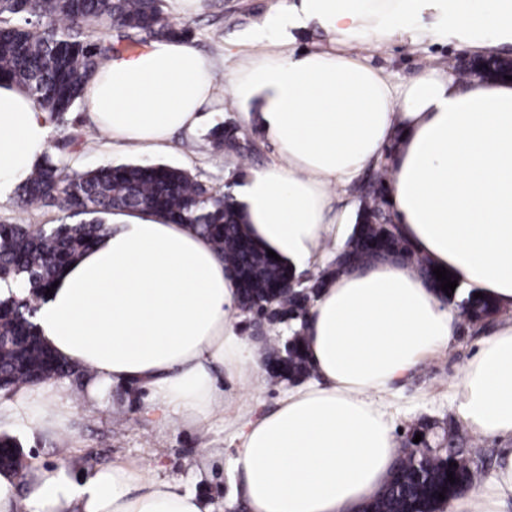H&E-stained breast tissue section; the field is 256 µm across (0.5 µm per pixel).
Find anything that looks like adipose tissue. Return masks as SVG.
I'll return each mask as SVG.
<instances>
[{
  "label": "adipose tissue",
  "mask_w": 512,
  "mask_h": 512,
  "mask_svg": "<svg viewBox=\"0 0 512 512\" xmlns=\"http://www.w3.org/2000/svg\"><path fill=\"white\" fill-rule=\"evenodd\" d=\"M326 49L295 53L309 23ZM279 52L253 57L227 86L282 161L241 188L248 233L294 271L326 256L342 216L331 194L353 183L390 139L398 146L386 183L391 217L434 266L512 310V80L471 78L431 65L399 84L357 45L396 38L450 42L479 54L512 47V0H284L258 30ZM213 74L180 39L157 40L135 58L114 57L86 89L90 121L112 139L155 148L197 123ZM48 115L21 89L0 83V199L50 148ZM35 322L46 346L88 371V395L139 383L163 419L224 420L212 374L242 388L255 381V352L238 335L239 288L210 240L184 224L124 217L57 276ZM454 315L411 268L380 263L320 289L306 327L312 382L243 424L229 469L249 512H363L395 462L384 400L426 356L449 344ZM475 434L512 438V318L482 340L449 385ZM23 427L69 430L71 392L48 380L8 403ZM512 498V448L477 499L448 512H501ZM17 478L0 471V512H15ZM27 512H214L185 481L151 475L123 459L77 481L60 467L33 470Z\"/></svg>",
  "instance_id": "obj_1"
}]
</instances>
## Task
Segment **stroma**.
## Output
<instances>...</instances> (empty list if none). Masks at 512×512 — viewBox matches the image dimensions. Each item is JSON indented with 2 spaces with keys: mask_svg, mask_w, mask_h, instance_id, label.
I'll return each instance as SVG.
<instances>
[{
  "mask_svg": "<svg viewBox=\"0 0 512 512\" xmlns=\"http://www.w3.org/2000/svg\"><path fill=\"white\" fill-rule=\"evenodd\" d=\"M281 0H164L169 19L187 25L190 44L210 66L215 80L214 98L205 105L193 128L174 133L161 147L144 151L112 140L93 127L85 107L74 118L54 127V154L64 155L70 168L84 172L102 164L161 163L188 171L198 180L221 191H237L242 178L236 170L253 172L275 161L278 150L259 131L247 113L224 93V84L233 71L251 57L274 51V44H258L251 32L262 26ZM369 63L385 70L399 83L412 80L421 68L436 63H452L468 52L451 43L427 42L419 46L396 39L367 49ZM239 126L248 135L251 155L239 158L212 149L206 136L218 123ZM480 334L457 331L452 345L439 349L396 384L394 427L406 430L425 422L433 433L432 445L443 442L449 424L458 422L457 410L448 396L449 382L458 376L478 347ZM258 390L251 393L231 381L221 382L225 426L200 425L186 421L159 423L148 416L149 392L118 387L104 405L79 400L75 403L68 434L47 428L27 429L11 418L8 395L0 392V434L14 436L27 467L52 469L67 467L74 479H82L93 469L111 465L118 459H133L150 465L154 475L184 479L190 488L204 493L216 512H248L241 495L235 494L228 461L238 442L232 423L235 415L257 418L274 411L286 391L283 384L269 380L258 370ZM454 447L463 449L474 464L492 473L501 448H512V439L481 437L469 431L455 436Z\"/></svg>",
  "mask_w": 512,
  "mask_h": 512,
  "instance_id": "obj_1",
  "label": "stroma"
}]
</instances>
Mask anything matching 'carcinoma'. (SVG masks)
<instances>
[{
  "label": "carcinoma",
  "mask_w": 512,
  "mask_h": 512,
  "mask_svg": "<svg viewBox=\"0 0 512 512\" xmlns=\"http://www.w3.org/2000/svg\"><path fill=\"white\" fill-rule=\"evenodd\" d=\"M144 43L182 38L188 30L169 21L161 0H0V81L21 87L35 104L62 122L76 111L103 59L112 53L106 34ZM216 151L242 157L247 145L239 127L216 124L207 134ZM388 169L380 164L358 186L362 204L351 235L334 261L310 276L309 285L285 288L267 320L291 324V334L266 348V363L288 373V380L310 377L304 349L306 316L327 279L380 261L413 266L443 302L446 294L433 274L434 266L391 228L390 205L384 195ZM42 203L56 207L65 222L35 230L26 224H0V280H19L25 296L0 301V373L11 387L55 376L81 375L53 354L37 334L33 303L42 297L64 266L106 232L112 214H149L186 224L207 237L234 273L241 290V310L250 317L265 313L267 285L292 278L289 268L266 254L249 236L248 218L236 198L208 186L187 171L164 164L104 165L70 172L60 160L46 158L19 186L17 206ZM471 289L460 304L461 328L494 317L496 303L474 297ZM428 426L411 430L395 463V474L373 497L365 512H439L438 495L446 500L476 487L485 472L472 468L459 448L429 447ZM421 434V441L413 436ZM453 474L450 483L447 474Z\"/></svg>",
  "instance_id": "cac0c4a2"
}]
</instances>
